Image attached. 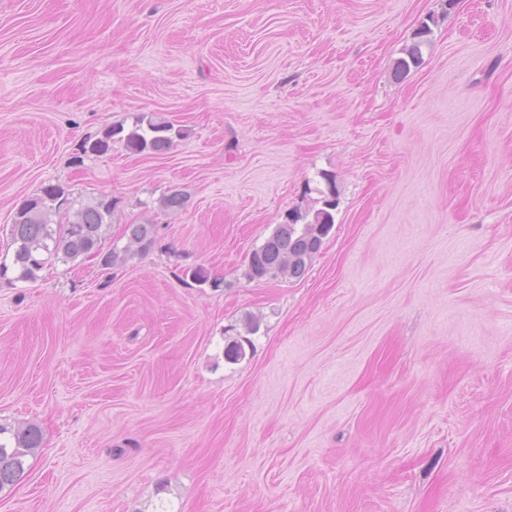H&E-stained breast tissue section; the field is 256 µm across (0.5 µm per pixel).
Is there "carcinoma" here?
I'll use <instances>...</instances> for the list:
<instances>
[{
  "mask_svg": "<svg viewBox=\"0 0 512 512\" xmlns=\"http://www.w3.org/2000/svg\"><path fill=\"white\" fill-rule=\"evenodd\" d=\"M431 27L422 23L415 33L416 41L404 50L395 68L401 77L422 63V48L428 43ZM181 131L162 118L142 114L130 130L117 125L106 129L96 139L87 138L81 145L83 154H103L112 142L124 143L133 153L161 154L168 150ZM187 195L170 190L159 200L161 207L181 210L187 205ZM115 204L103 194L91 203L71 197L67 187L59 183L44 185L40 193L16 205L9 227L14 246L11 264L0 263V278L11 282H34L38 273L56 261L80 264L96 261L103 266L124 262L149 251L155 241V225L131 224L129 241L136 250L112 247L105 251L102 240L112 222ZM336 201L323 199L322 207L296 213L289 222L276 225L273 233L250 254L245 272L251 280L279 277H302L314 257L320 252L324 239L315 234V225H334ZM13 277H8V273ZM42 434L38 426H7L0 423V493L10 491L29 469L28 460L36 457Z\"/></svg>",
  "mask_w": 512,
  "mask_h": 512,
  "instance_id": "1",
  "label": "carcinoma"
}]
</instances>
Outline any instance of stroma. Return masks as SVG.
I'll list each match as a JSON object with an SVG mask.
<instances>
[{
  "label": "stroma",
  "instance_id": "1",
  "mask_svg": "<svg viewBox=\"0 0 512 512\" xmlns=\"http://www.w3.org/2000/svg\"><path fill=\"white\" fill-rule=\"evenodd\" d=\"M143 114L181 138L81 156ZM329 176L306 274L248 280ZM50 182L156 240L0 283L43 436L0 512H512V0H0V261ZM431 32V27L427 22H423L419 26L415 33L417 40L404 50V56L396 63V76H404L410 72L411 68H417L421 65L423 58L422 48L428 43V37Z\"/></svg>",
  "mask_w": 512,
  "mask_h": 512
}]
</instances>
